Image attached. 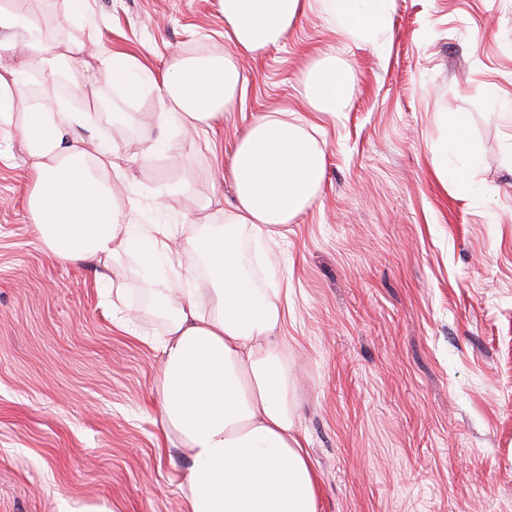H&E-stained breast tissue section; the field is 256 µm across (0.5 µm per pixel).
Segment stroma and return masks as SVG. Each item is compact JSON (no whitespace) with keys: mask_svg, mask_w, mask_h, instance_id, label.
Returning <instances> with one entry per match:
<instances>
[{"mask_svg":"<svg viewBox=\"0 0 512 512\" xmlns=\"http://www.w3.org/2000/svg\"><path fill=\"white\" fill-rule=\"evenodd\" d=\"M50 33L97 40L160 74L177 54L224 50L220 0H27ZM336 56L346 111L311 113L298 88ZM247 82L223 125L172 149L130 155L156 106L87 76L84 136L116 149L147 214L180 233L259 115H311L326 144L315 202L265 244L259 287H288V363L319 481L318 512H512V0H390L383 34H342L322 4L285 41L242 63ZM128 112L125 124L96 98ZM477 143L462 192L443 156L449 116ZM183 185L154 206L162 184ZM20 142L0 145V512H184L189 466L157 397L163 329L145 311L144 271L121 261L119 324L101 266L52 259L27 210Z\"/></svg>","mask_w":512,"mask_h":512,"instance_id":"35a3bbf8","label":"stroma"}]
</instances>
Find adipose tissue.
Returning <instances> with one entry per match:
<instances>
[{"label": "adipose tissue", "instance_id": "adipose-tissue-1", "mask_svg": "<svg viewBox=\"0 0 512 512\" xmlns=\"http://www.w3.org/2000/svg\"><path fill=\"white\" fill-rule=\"evenodd\" d=\"M344 31L377 30L386 0H326ZM310 0H221L223 52L173 56L153 87V125L188 133L223 123L244 84L241 59L280 45ZM33 67L65 68L70 91L83 96L84 71L120 75L124 95L140 96L131 60L96 41L60 39L21 9L0 0V139H19L28 157L32 224L59 262L92 260L117 269L136 253L145 268L168 264L169 276L143 286L165 326L159 388L167 428L190 450L187 512H318V477L300 437L290 398L292 372L282 334L288 293L257 288L246 247L281 235L309 208L325 177V148L313 123L293 112L255 118L228 165L235 201L220 224L194 222L182 237L145 221L134 199L114 193L126 175L114 149L76 135L86 115L33 95ZM299 92L313 111L335 113L347 94L326 53L304 73ZM211 284L202 301L192 281Z\"/></svg>", "mask_w": 512, "mask_h": 512}]
</instances>
